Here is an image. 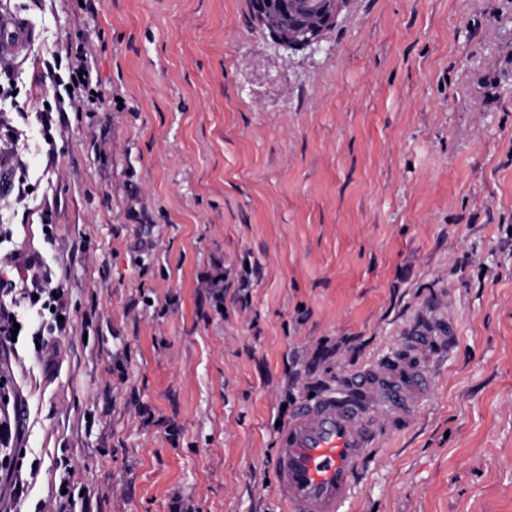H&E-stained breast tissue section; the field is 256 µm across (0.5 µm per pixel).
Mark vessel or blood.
<instances>
[{
  "label": "vessel or blood",
  "instance_id": "obj_1",
  "mask_svg": "<svg viewBox=\"0 0 512 512\" xmlns=\"http://www.w3.org/2000/svg\"><path fill=\"white\" fill-rule=\"evenodd\" d=\"M32 35L30 24L0 18V51L16 52ZM455 334L452 322L423 319L409 329L408 343L427 346ZM427 393V378L401 353L352 375L340 390L300 402L278 429L272 460L286 512H347L383 419L404 427Z\"/></svg>",
  "mask_w": 512,
  "mask_h": 512
}]
</instances>
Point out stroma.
I'll return each mask as SVG.
<instances>
[{
  "label": "stroma",
  "instance_id": "obj_1",
  "mask_svg": "<svg viewBox=\"0 0 512 512\" xmlns=\"http://www.w3.org/2000/svg\"><path fill=\"white\" fill-rule=\"evenodd\" d=\"M0 270L63 291L0 344V512H282L277 424L451 320L351 512H512V0H350L312 48L248 0H0ZM86 55L112 94L44 125ZM223 278L224 296L204 288ZM0 32L2 35L0 42L2 52L14 53L30 41L33 28L29 22L25 23L10 16H2L0 18ZM456 331L453 323L448 320L441 322L437 326H433L426 319H422L411 326L408 331L407 344L410 346H427L433 343L432 336H442L444 340L445 336L448 335V344L442 343L438 345V348L443 351L446 347H450L456 340Z\"/></svg>",
  "mask_w": 512,
  "mask_h": 512
}]
</instances>
